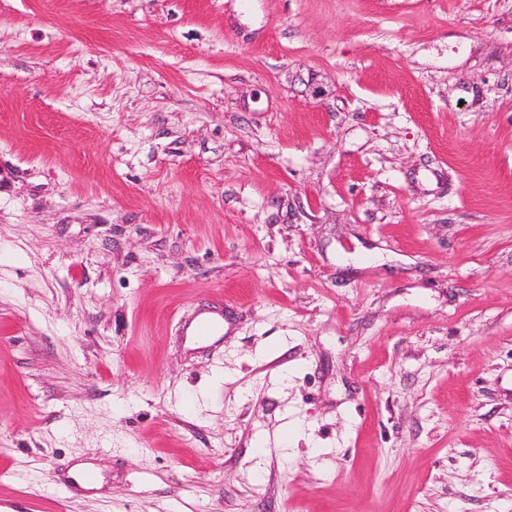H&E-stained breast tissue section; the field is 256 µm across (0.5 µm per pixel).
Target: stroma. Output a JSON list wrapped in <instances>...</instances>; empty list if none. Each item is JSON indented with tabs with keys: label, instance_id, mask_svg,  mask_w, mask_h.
<instances>
[{
	"label": "stroma",
	"instance_id": "35a3bbf8",
	"mask_svg": "<svg viewBox=\"0 0 512 512\" xmlns=\"http://www.w3.org/2000/svg\"><path fill=\"white\" fill-rule=\"evenodd\" d=\"M0 512H512V0H0Z\"/></svg>",
	"mask_w": 512,
	"mask_h": 512
}]
</instances>
